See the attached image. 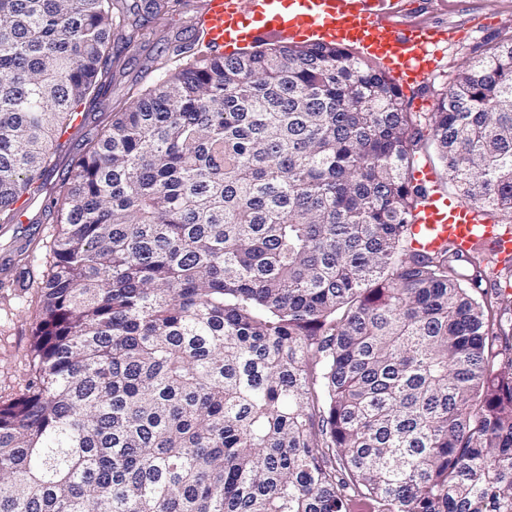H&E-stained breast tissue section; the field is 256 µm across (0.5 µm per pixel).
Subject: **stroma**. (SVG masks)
Listing matches in <instances>:
<instances>
[{"label":"stroma","instance_id":"35a3bbf8","mask_svg":"<svg viewBox=\"0 0 512 512\" xmlns=\"http://www.w3.org/2000/svg\"><path fill=\"white\" fill-rule=\"evenodd\" d=\"M180 12L167 22L166 38L150 35L125 50L123 64L114 70L108 94L89 106L87 119L73 123L68 133L55 146L49 171L40 178L43 203L56 198L62 178L80 152L85 138L94 136L112 122V110L127 101L132 92L151 83L157 59L171 42L193 40L196 19L204 0H182ZM463 10L450 12L442 0H427L422 18L441 26L466 27L461 41L447 44L440 59L441 73L425 91L405 93L408 111L433 112L438 95L452 82L460 62L482 55L499 34L512 31V0H460ZM33 208L20 215L16 223L0 224V402L20 396L30 379V349L40 308L39 293L34 288H18L14 280L19 273L18 261L29 256V271L41 275L44 264L43 244L56 233L43 208Z\"/></svg>","mask_w":512,"mask_h":512}]
</instances>
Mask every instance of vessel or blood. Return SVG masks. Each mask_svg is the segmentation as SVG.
<instances>
[{"label": "vessel or blood", "instance_id": "vessel-or-blood-1", "mask_svg": "<svg viewBox=\"0 0 512 512\" xmlns=\"http://www.w3.org/2000/svg\"><path fill=\"white\" fill-rule=\"evenodd\" d=\"M405 0H206L200 22L216 53L266 41L356 45L389 63L388 78L401 89L431 83L441 47L456 38V28L427 21H405ZM416 247L448 244L460 252L480 247L498 259L512 260V225L485 224L472 205L448 209L429 196L412 228Z\"/></svg>", "mask_w": 512, "mask_h": 512}]
</instances>
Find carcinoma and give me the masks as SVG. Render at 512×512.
Segmentation results:
<instances>
[{"mask_svg":"<svg viewBox=\"0 0 512 512\" xmlns=\"http://www.w3.org/2000/svg\"><path fill=\"white\" fill-rule=\"evenodd\" d=\"M181 0H0V224ZM429 139L512 216V35ZM417 114L349 46L179 43L50 203L0 512H512V332L483 255L412 247Z\"/></svg>","mask_w":512,"mask_h":512,"instance_id":"carcinoma-1","label":"carcinoma"}]
</instances>
